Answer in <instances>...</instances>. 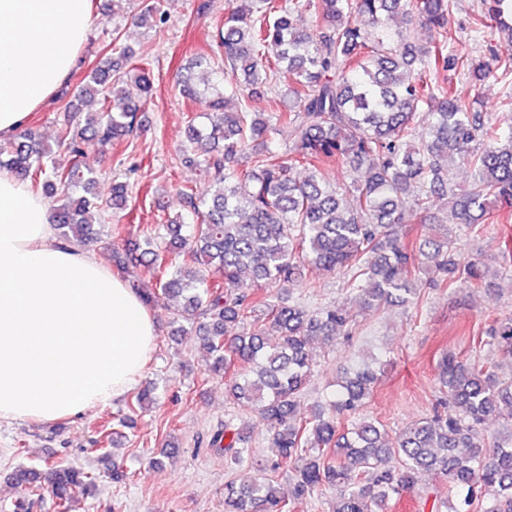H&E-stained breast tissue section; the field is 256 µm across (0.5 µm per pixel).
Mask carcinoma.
<instances>
[{
  "instance_id": "carcinoma-1",
  "label": "carcinoma",
  "mask_w": 512,
  "mask_h": 512,
  "mask_svg": "<svg viewBox=\"0 0 512 512\" xmlns=\"http://www.w3.org/2000/svg\"><path fill=\"white\" fill-rule=\"evenodd\" d=\"M454 0H229L216 46L224 70L209 71L199 87L182 88L190 101L205 100L206 122L190 120L181 162L210 180V196L193 186L179 191L193 224L178 216L165 224H142L121 269L144 265L155 283L129 287L145 305L183 300L172 335L198 336L210 356L207 374L228 379L229 392L252 404L279 460L250 467V426L232 419L214 430L209 446L224 452L230 467L248 473L224 484V512H295L324 487L343 488L337 512H381L393 499L415 491L418 476L434 471L448 481L449 512H512V370L493 362L476 364L456 353L437 361L442 397L432 416L389 436L384 425L357 414L372 398L379 377L363 369L345 377L332 401L297 415V401L312 376L310 344L315 338L352 334L341 306L314 310L291 296L262 295L243 280L288 288L304 280L305 263L327 272L343 270L364 306L381 309L418 304L420 274L431 262L443 274L439 286L477 288L484 273L461 260L448 223L480 235L486 224L512 222V128L488 121L478 102L453 87L450 73L465 69L482 80L492 70L512 75V54L490 53L491 61L461 58L446 42ZM472 18L478 34H504L512 44V0H485ZM314 19L313 29L300 26ZM400 15L407 28L425 25L436 37L426 47L404 33H389ZM166 17L154 4L138 21L155 27ZM128 46L118 59L93 69L76 95L99 108L80 112L65 105L57 143L71 157L56 164L53 150L25 132L0 144L6 168L47 198L64 192L53 222L66 244L97 239L96 224L126 209L129 184L112 182L99 196L94 147L110 146L133 132L138 111L153 84L145 63ZM134 83L139 96L127 90ZM288 85V107H280V83ZM271 93L270 110L251 112L244 90ZM288 133V159L269 147L271 136ZM336 162L364 173L358 186H324L314 170ZM471 172L461 189L450 174L458 165ZM450 200V215L437 219L439 233L412 243L408 224H425L431 198ZM262 320L258 328L228 336L230 327ZM512 354V318L472 340ZM490 418L502 422L493 441L481 434ZM399 458L400 467H387ZM292 464L291 496L272 479L277 466ZM13 480L28 492L14 512H32L48 490L58 512H71L78 495L95 488L91 476L48 460L20 467Z\"/></svg>"
}]
</instances>
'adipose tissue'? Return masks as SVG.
Returning <instances> with one entry per match:
<instances>
[{"instance_id":"obj_1","label":"adipose tissue","mask_w":512,"mask_h":512,"mask_svg":"<svg viewBox=\"0 0 512 512\" xmlns=\"http://www.w3.org/2000/svg\"><path fill=\"white\" fill-rule=\"evenodd\" d=\"M91 0H0V139L74 74ZM142 300L62 243L47 202L0 173V423L51 425L133 388L154 350Z\"/></svg>"}]
</instances>
